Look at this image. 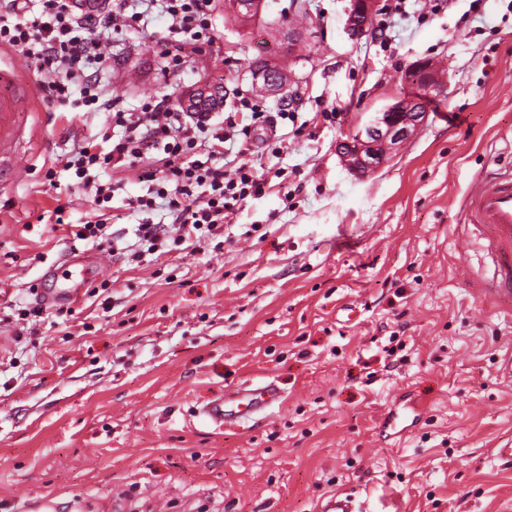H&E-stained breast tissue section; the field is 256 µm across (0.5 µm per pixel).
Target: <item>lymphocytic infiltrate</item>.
Returning <instances> with one entry per match:
<instances>
[{"instance_id": "obj_1", "label": "lymphocytic infiltrate", "mask_w": 512, "mask_h": 512, "mask_svg": "<svg viewBox=\"0 0 512 512\" xmlns=\"http://www.w3.org/2000/svg\"><path fill=\"white\" fill-rule=\"evenodd\" d=\"M212 2L161 0L169 35L177 45L175 51L164 53L165 68L189 67L193 55L215 45ZM142 18L131 0H103L89 15L75 11L70 0H0V46L22 52L50 74L42 87L47 100L67 105L71 84L81 83L83 106L103 104L122 129L121 138L107 152L94 139L74 143L63 167L74 171L98 215L72 225L60 205L52 212L56 223L69 224L75 242L103 236L107 229L103 210L116 187L99 183L94 171L119 164L135 171L148 186L146 194L132 199L133 208L149 212L161 199L173 217L169 225L137 226L139 246L154 253L170 245L199 246L223 236L225 223L243 202L263 193L265 181L258 176L248 148L238 147L233 170H225L222 161L225 144L236 145L238 136L250 135L268 117L256 104L248 113L232 112L220 119L212 112L178 111L166 95L149 97L137 112L117 111L112 101L101 100V40Z\"/></svg>"}]
</instances>
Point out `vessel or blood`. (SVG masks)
Segmentation results:
<instances>
[{
    "label": "vessel or blood",
    "instance_id": "obj_1",
    "mask_svg": "<svg viewBox=\"0 0 512 512\" xmlns=\"http://www.w3.org/2000/svg\"><path fill=\"white\" fill-rule=\"evenodd\" d=\"M30 104V91L14 71L0 69V176L17 170L15 145L22 134V120ZM467 224L486 232V251L495 266L496 293L512 296V170H492L482 175L464 203ZM103 259L79 250L66 253L61 267H49L38 295L43 304L76 303ZM279 397L270 383L247 384L207 403L203 415L218 426L259 421ZM316 512H365L363 503L347 491L324 497Z\"/></svg>",
    "mask_w": 512,
    "mask_h": 512
}]
</instances>
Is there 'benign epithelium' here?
<instances>
[{
  "label": "benign epithelium",
  "instance_id": "benign-epithelium-1",
  "mask_svg": "<svg viewBox=\"0 0 512 512\" xmlns=\"http://www.w3.org/2000/svg\"><path fill=\"white\" fill-rule=\"evenodd\" d=\"M230 10L245 19L258 8V0H226ZM379 0H350L346 16V32L353 39H361L368 33L369 18L377 10ZM405 77L409 81L424 78L428 93L443 92L437 77L427 62L409 66ZM254 87L286 101L287 82L270 70H260L252 75ZM224 94V89L211 84L191 88L182 98L181 107L186 112H197L203 103ZM423 105L419 97H403L386 105L361 127L341 139L336 150L347 167L356 173L374 170L381 166L388 154L398 149L423 125L427 113L420 111Z\"/></svg>",
  "mask_w": 512,
  "mask_h": 512
}]
</instances>
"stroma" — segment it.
I'll use <instances>...</instances> for the list:
<instances>
[{"mask_svg":"<svg viewBox=\"0 0 512 512\" xmlns=\"http://www.w3.org/2000/svg\"><path fill=\"white\" fill-rule=\"evenodd\" d=\"M244 21L214 0V49L164 69L157 13L104 40V98L129 112L150 96L180 101L223 85L224 109L263 105L252 132L264 193L247 199L220 246L174 248L137 262L146 184L121 168L112 240L70 245L46 223L56 206L91 216L70 171L44 184L74 140L112 125L108 110L44 99L45 76L0 51L34 88L17 154L0 180V512H315L336 490L370 512H512V300L490 292L482 230L464 226L479 173L512 168V0H380L371 33L344 30L349 0H266ZM302 33L293 54L275 36ZM278 63L291 105L252 85L256 55ZM428 61L447 89L427 120L376 171L351 172L340 136L410 95L409 65ZM292 119H285V112ZM471 237L470 251L458 242ZM106 257L70 313L47 306L17 336L30 287L71 248ZM402 361L386 363L390 335ZM276 382L281 399L245 431L199 414L244 383Z\"/></svg>","mask_w":512,"mask_h":512,"instance_id":"stroma-1","label":"stroma"}]
</instances>
